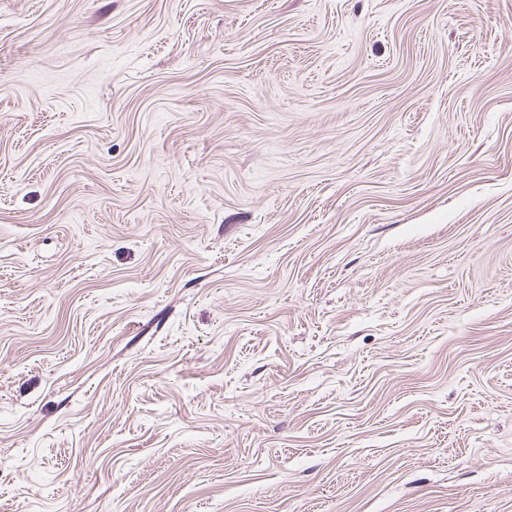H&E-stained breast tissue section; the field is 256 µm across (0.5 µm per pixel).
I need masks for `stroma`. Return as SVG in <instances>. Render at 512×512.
I'll use <instances>...</instances> for the list:
<instances>
[{"mask_svg": "<svg viewBox=\"0 0 512 512\" xmlns=\"http://www.w3.org/2000/svg\"><path fill=\"white\" fill-rule=\"evenodd\" d=\"M0 512H512V0H0Z\"/></svg>", "mask_w": 512, "mask_h": 512, "instance_id": "1", "label": "stroma"}]
</instances>
